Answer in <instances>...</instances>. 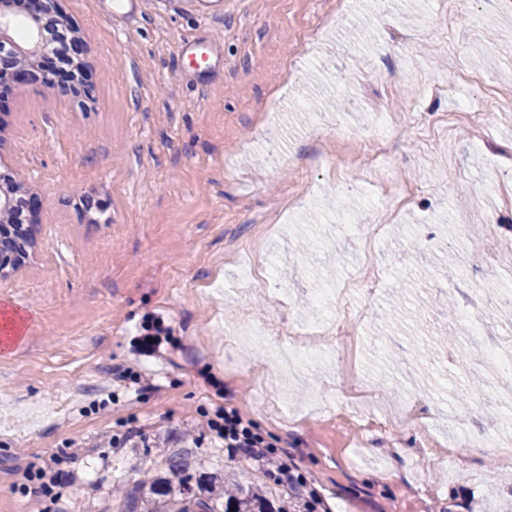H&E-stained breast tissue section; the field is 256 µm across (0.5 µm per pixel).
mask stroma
<instances>
[{"instance_id":"1","label":"stroma","mask_w":512,"mask_h":512,"mask_svg":"<svg viewBox=\"0 0 512 512\" xmlns=\"http://www.w3.org/2000/svg\"><path fill=\"white\" fill-rule=\"evenodd\" d=\"M330 4L232 0L212 23L182 0L128 19L110 0H57L84 38L90 98L0 88V172L42 201L25 264L0 272V316L26 321L0 351V512H121L157 439L193 476L298 512L216 438L224 407L286 453L324 512H512L497 450L512 447V404L479 400L491 373L451 344L476 331L512 363V318L488 290H512V267L482 258L485 216L512 243V107L488 95L512 85V0H348L325 26ZM323 86L355 108L304 97ZM465 106L485 110L481 134ZM387 129L392 150L339 182L341 152ZM414 182L393 214L385 186ZM236 255L275 256L278 273L241 281ZM363 278L336 315L364 397L344 398L335 335L280 374L289 326L323 321L320 294ZM150 318L169 329L154 349ZM49 466L63 481L34 492L28 473Z\"/></svg>"}]
</instances>
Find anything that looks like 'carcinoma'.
Wrapping results in <instances>:
<instances>
[{"label":"carcinoma","mask_w":512,"mask_h":512,"mask_svg":"<svg viewBox=\"0 0 512 512\" xmlns=\"http://www.w3.org/2000/svg\"><path fill=\"white\" fill-rule=\"evenodd\" d=\"M186 461L178 456L168 458V471L156 473L151 480L129 494L126 512H268L265 499L252 487L239 482L224 490V481L210 477L208 485L201 480L191 484Z\"/></svg>","instance_id":"carcinoma-1"}]
</instances>
